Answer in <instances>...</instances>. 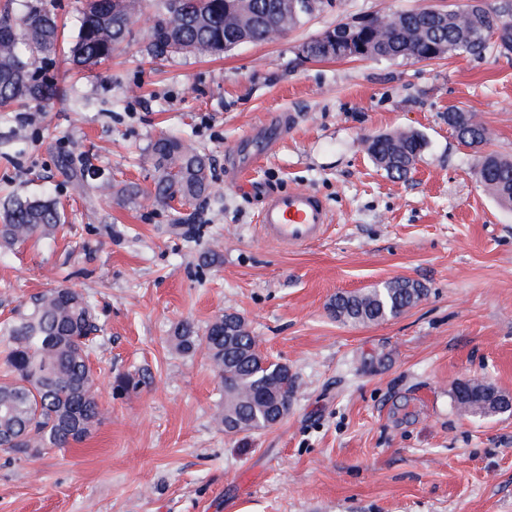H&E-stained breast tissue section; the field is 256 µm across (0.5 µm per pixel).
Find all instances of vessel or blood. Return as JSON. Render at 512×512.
Wrapping results in <instances>:
<instances>
[{
    "label": "vessel or blood",
    "mask_w": 512,
    "mask_h": 512,
    "mask_svg": "<svg viewBox=\"0 0 512 512\" xmlns=\"http://www.w3.org/2000/svg\"><path fill=\"white\" fill-rule=\"evenodd\" d=\"M286 128L270 120L236 146L239 170H247L271 154ZM330 222L326 202L310 190L270 193L261 212L260 230L269 241L290 246L304 245L318 239Z\"/></svg>",
    "instance_id": "vessel-or-blood-1"
}]
</instances>
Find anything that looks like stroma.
I'll return each instance as SVG.
<instances>
[{
    "label": "stroma",
    "instance_id": "35a3bbf8",
    "mask_svg": "<svg viewBox=\"0 0 512 512\" xmlns=\"http://www.w3.org/2000/svg\"><path fill=\"white\" fill-rule=\"evenodd\" d=\"M470 0H325L268 43L219 57L150 60L154 8L110 62H56L65 94L0 112V204L48 196L68 225L0 258V321L59 285L90 295V356L105 415L83 441L35 457L0 450V512H512V415L472 418L456 384L512 394V209L475 176L448 111L474 112L486 151L512 158V52L428 61L305 58L306 41L369 12ZM287 126L247 175L235 144L269 116ZM421 134L412 176L375 164L373 137ZM176 134L206 153L207 202L152 203L150 145ZM81 169L60 173L62 159ZM132 183L122 204L97 185ZM308 189L327 203L319 240L259 232L264 195ZM396 278L426 294L398 317L336 320V294ZM227 312L296 378L288 414L252 434L214 422L224 390L204 353L174 350L175 326ZM139 379L116 392L118 376Z\"/></svg>",
    "mask_w": 512,
    "mask_h": 512
}]
</instances>
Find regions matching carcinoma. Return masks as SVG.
Masks as SVG:
<instances>
[{"instance_id":"1","label":"carcinoma","mask_w":512,"mask_h":512,"mask_svg":"<svg viewBox=\"0 0 512 512\" xmlns=\"http://www.w3.org/2000/svg\"><path fill=\"white\" fill-rule=\"evenodd\" d=\"M143 0H83L79 26L68 51L75 66L100 64L131 38V18ZM147 47L148 56L195 53L219 55L235 47L230 36L239 32L255 42L285 32L303 21L301 14L281 10L282 0H245L237 15L224 14V0H161ZM502 28L497 47L512 50V11H487L479 0L463 11L436 19L417 10L402 12L395 21L367 36L378 59H430L440 46L443 54L479 56ZM61 29L44 0H35L19 21L0 12V112H13L31 103L60 98L63 89L50 74L61 51ZM44 67L32 69L33 59ZM448 126L459 143L481 148L487 129L473 113L448 112ZM426 146L415 132L374 138L369 152L388 175L405 179ZM155 172L154 201L162 206L180 199L202 202L213 193L208 156L178 137H160L151 145ZM481 183L504 207H512V160L492 152L478 158ZM97 190L119 199L139 195L134 185H101ZM65 218L56 205L43 199L11 198L0 213V254L31 239H54ZM425 296L415 281L394 279L381 288L340 294L330 303L336 319L352 325L395 318ZM100 331L91 302L80 291L60 286L31 297L28 304L0 322V360L6 379L0 382V449L16 455H37L83 441L104 416L95 388L89 351ZM175 350L190 355L205 352L224 386V404L215 419L224 433H256L271 426L273 415L288 411L296 380L288 367L273 363L259 350L249 325L237 313L213 320L204 331L190 323L177 325L171 336ZM491 384L467 381V393L453 391L456 410L467 417L511 413L488 400Z\"/></svg>"}]
</instances>
